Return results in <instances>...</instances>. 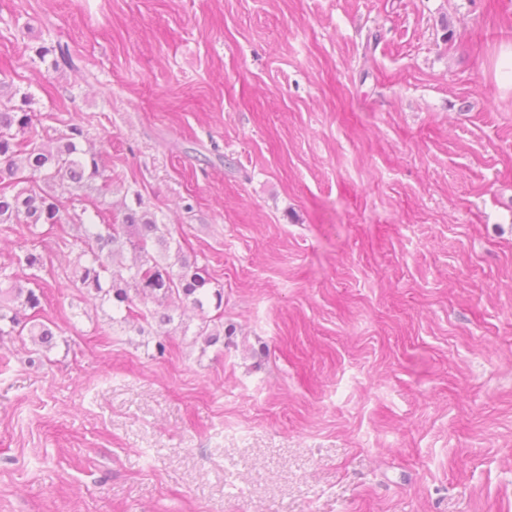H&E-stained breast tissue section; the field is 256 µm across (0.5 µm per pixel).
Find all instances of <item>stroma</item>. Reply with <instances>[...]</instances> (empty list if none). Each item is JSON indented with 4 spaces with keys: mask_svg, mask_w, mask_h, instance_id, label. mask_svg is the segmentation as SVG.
I'll list each match as a JSON object with an SVG mask.
<instances>
[{
    "mask_svg": "<svg viewBox=\"0 0 512 512\" xmlns=\"http://www.w3.org/2000/svg\"><path fill=\"white\" fill-rule=\"evenodd\" d=\"M509 42L512 0H0V84L224 291L161 355L75 288L80 197L0 224L57 326L0 361V512H512Z\"/></svg>",
    "mask_w": 512,
    "mask_h": 512,
    "instance_id": "1",
    "label": "stroma"
}]
</instances>
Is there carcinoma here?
Segmentation results:
<instances>
[{
	"mask_svg": "<svg viewBox=\"0 0 512 512\" xmlns=\"http://www.w3.org/2000/svg\"><path fill=\"white\" fill-rule=\"evenodd\" d=\"M85 140L83 128L72 123L55 141H41L31 113L9 98L0 100V224H25L31 236L40 238L67 223L64 196L83 191L96 205L90 191L101 176V157L83 148ZM81 243L73 277L87 299L159 326L174 321L175 309L190 307L200 312L195 339L211 346L224 335L223 290L210 287L207 266L189 260L166 225L142 209L141 200L110 224L84 225ZM126 249L132 262L117 270V258ZM44 298V289L22 286L0 267V348L7 339L25 336L52 347L56 333L38 319ZM207 304L216 315H207Z\"/></svg>",
	"mask_w": 512,
	"mask_h": 512,
	"instance_id": "cac0c4a2",
	"label": "carcinoma"
}]
</instances>
